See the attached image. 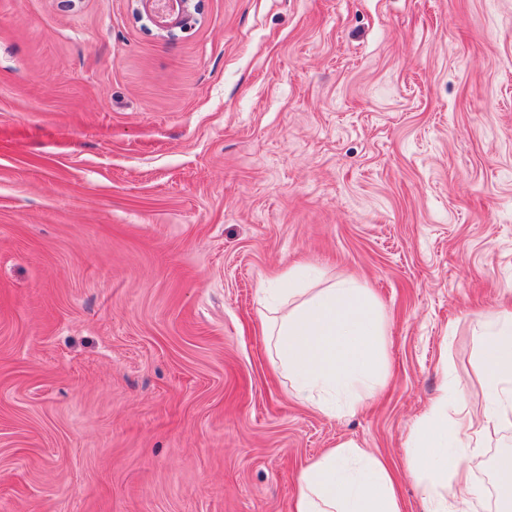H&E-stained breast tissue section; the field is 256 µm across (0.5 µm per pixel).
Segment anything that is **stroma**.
I'll return each mask as SVG.
<instances>
[{
	"instance_id": "1",
	"label": "stroma",
	"mask_w": 512,
	"mask_h": 512,
	"mask_svg": "<svg viewBox=\"0 0 512 512\" xmlns=\"http://www.w3.org/2000/svg\"><path fill=\"white\" fill-rule=\"evenodd\" d=\"M369 288L385 378L294 399L261 290ZM512 306V0H0V512H295L354 442L406 449ZM491 432L464 463L495 512ZM138 17L145 16L163 37H174L175 31L185 32L198 21L202 0H177L176 12L167 19L161 14L158 0H133Z\"/></svg>"
}]
</instances>
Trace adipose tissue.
Wrapping results in <instances>:
<instances>
[{
    "mask_svg": "<svg viewBox=\"0 0 512 512\" xmlns=\"http://www.w3.org/2000/svg\"><path fill=\"white\" fill-rule=\"evenodd\" d=\"M288 306L272 310L265 333L272 365L297 401L327 414L360 407L384 367V329L368 289L344 280L306 291L279 281ZM482 417L460 394L438 399L407 450L429 512H469L478 492L463 461L478 452L486 429L512 433V310L480 320ZM295 512H403L394 480L375 456L347 442L329 449L297 477Z\"/></svg>",
    "mask_w": 512,
    "mask_h": 512,
    "instance_id": "ef3b65f1",
    "label": "adipose tissue"
}]
</instances>
